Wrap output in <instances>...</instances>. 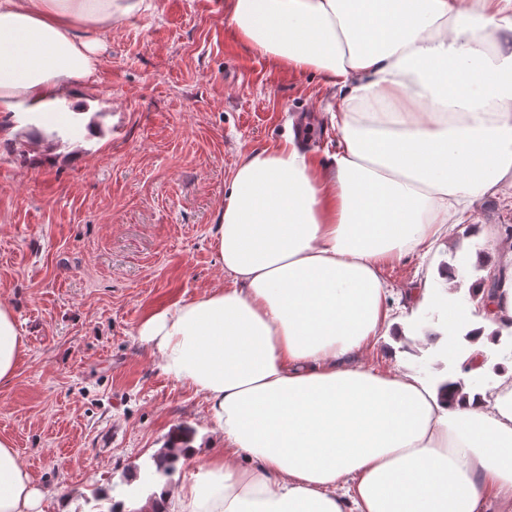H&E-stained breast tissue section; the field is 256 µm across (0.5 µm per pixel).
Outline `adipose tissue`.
Returning a JSON list of instances; mask_svg holds the SVG:
<instances>
[{
    "mask_svg": "<svg viewBox=\"0 0 512 512\" xmlns=\"http://www.w3.org/2000/svg\"><path fill=\"white\" fill-rule=\"evenodd\" d=\"M152 0H0V112L29 105L50 133L96 68L87 30ZM237 37L336 88L339 140L318 162L294 138L245 155L215 245L224 285L139 328L159 367L209 406L223 453L140 512H512V362L471 387L512 324V243L495 293L449 305L474 330L455 395L360 362L407 337L384 267L420 257L476 200L512 195V0H225ZM25 350L0 301V382ZM44 493L0 440V512Z\"/></svg>",
    "mask_w": 512,
    "mask_h": 512,
    "instance_id": "adipose-tissue-1",
    "label": "adipose tissue"
}]
</instances>
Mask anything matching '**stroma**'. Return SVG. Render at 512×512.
Segmentation results:
<instances>
[{"mask_svg": "<svg viewBox=\"0 0 512 512\" xmlns=\"http://www.w3.org/2000/svg\"><path fill=\"white\" fill-rule=\"evenodd\" d=\"M85 37L100 45L82 89L100 134L44 154L23 114L0 128V300L25 344L0 383V439L65 512H91L100 489L133 512L152 492L133 483L152 448L195 442L198 460L224 449L205 401L160 370L139 327L223 287L214 237L231 171L297 123L310 127L308 152L333 149L339 95L240 41L224 0H153ZM455 234L465 246L443 241L387 268L402 305L423 286L444 294L436 272L452 256L497 252L493 237ZM416 343L396 358L378 342L362 362L403 364L432 384L457 375L453 359Z\"/></svg>", "mask_w": 512, "mask_h": 512, "instance_id": "obj_1", "label": "stroma"}]
</instances>
